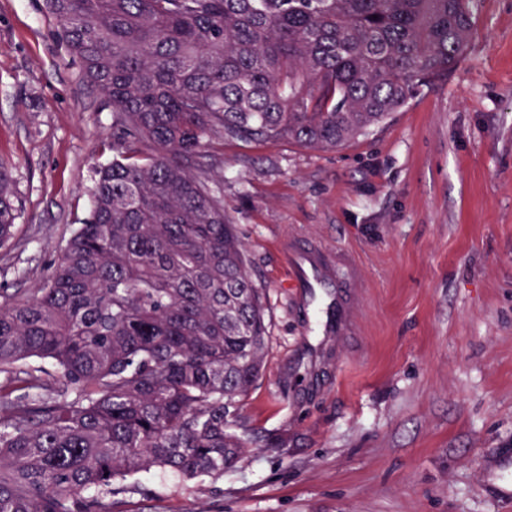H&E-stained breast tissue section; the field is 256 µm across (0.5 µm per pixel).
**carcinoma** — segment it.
Segmentation results:
<instances>
[{
	"instance_id": "carcinoma-1",
	"label": "carcinoma",
	"mask_w": 512,
	"mask_h": 512,
	"mask_svg": "<svg viewBox=\"0 0 512 512\" xmlns=\"http://www.w3.org/2000/svg\"><path fill=\"white\" fill-rule=\"evenodd\" d=\"M112 112V161L31 300L0 305V512H114L153 471L218 482L268 342L202 158L335 149L445 80L473 0H47ZM0 165V244L13 234Z\"/></svg>"
}]
</instances>
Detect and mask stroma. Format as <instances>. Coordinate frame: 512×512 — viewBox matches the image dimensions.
Masks as SVG:
<instances>
[{"label": "stroma", "mask_w": 512, "mask_h": 512, "mask_svg": "<svg viewBox=\"0 0 512 512\" xmlns=\"http://www.w3.org/2000/svg\"><path fill=\"white\" fill-rule=\"evenodd\" d=\"M466 53L336 150L228 143L224 210L267 290L269 342L239 402L249 443L217 483L162 472L119 512H512L484 481L512 450V0H478ZM45 0H0V163L18 217L0 299L49 277L112 157V112ZM359 267L355 335L304 334L283 239Z\"/></svg>", "instance_id": "1"}]
</instances>
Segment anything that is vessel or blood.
<instances>
[{
	"label": "vessel or blood",
	"mask_w": 512,
	"mask_h": 512,
	"mask_svg": "<svg viewBox=\"0 0 512 512\" xmlns=\"http://www.w3.org/2000/svg\"><path fill=\"white\" fill-rule=\"evenodd\" d=\"M282 249L288 283L304 302L306 326L328 338L346 335L360 282L357 264L347 254L321 244L302 247L288 240Z\"/></svg>",
	"instance_id": "b4317fda"
}]
</instances>
